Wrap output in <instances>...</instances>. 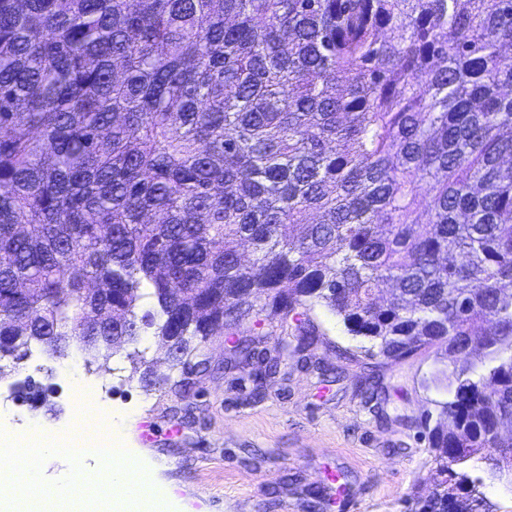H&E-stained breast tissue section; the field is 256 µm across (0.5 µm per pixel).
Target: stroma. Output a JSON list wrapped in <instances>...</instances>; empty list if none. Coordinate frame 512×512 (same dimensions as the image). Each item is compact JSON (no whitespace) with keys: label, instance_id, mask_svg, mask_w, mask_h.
I'll return each mask as SVG.
<instances>
[{"label":"stroma","instance_id":"stroma-1","mask_svg":"<svg viewBox=\"0 0 512 512\" xmlns=\"http://www.w3.org/2000/svg\"><path fill=\"white\" fill-rule=\"evenodd\" d=\"M316 339L303 354H289L261 397L241 369H226L232 337L252 336L268 349L298 334L294 322L270 316L255 304L240 322L201 343L208 363L190 376L167 360L154 327L136 343L107 357L122 377L112 389L113 418L136 414L135 436L123 439L134 457L156 464V479L177 486L181 497L200 499L206 512H404L403 500L418 481L434 475L423 421L436 417L447 395L430 382L434 352L397 363L367 357L366 340L351 335L341 317L318 305L310 313ZM57 375L41 373L47 356L33 351L16 374L0 380V426L24 438L29 427L62 430L80 415L79 393L93 370L80 352ZM152 365L157 383L144 388L135 361ZM378 375L386 399L362 394ZM38 483H0V512H14L34 493L87 479L81 512H107L98 487L105 461L62 449L34 459ZM322 505L309 510L312 494Z\"/></svg>","mask_w":512,"mask_h":512}]
</instances>
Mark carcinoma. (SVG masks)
<instances>
[{"instance_id":"carcinoma-1","label":"carcinoma","mask_w":512,"mask_h":512,"mask_svg":"<svg viewBox=\"0 0 512 512\" xmlns=\"http://www.w3.org/2000/svg\"><path fill=\"white\" fill-rule=\"evenodd\" d=\"M507 50L512 0H0L5 347L80 324L106 357L147 296L188 355L244 305L322 304L371 357L435 350L439 479L406 512H480L456 466L512 468ZM233 348L259 395L279 358Z\"/></svg>"}]
</instances>
